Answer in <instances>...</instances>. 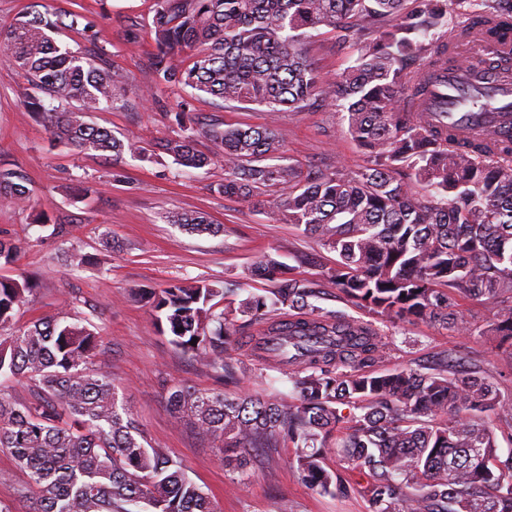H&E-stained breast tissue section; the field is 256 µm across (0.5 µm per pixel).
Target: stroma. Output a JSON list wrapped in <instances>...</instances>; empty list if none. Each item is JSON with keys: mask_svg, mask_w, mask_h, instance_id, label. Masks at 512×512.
<instances>
[{"mask_svg": "<svg viewBox=\"0 0 512 512\" xmlns=\"http://www.w3.org/2000/svg\"><path fill=\"white\" fill-rule=\"evenodd\" d=\"M33 5L42 12L82 15L87 35L65 27L57 39L87 55L101 52L126 85V104L90 117L115 135L138 137L146 148L156 149L175 135L172 112L182 108L204 123L283 130L287 161L305 170L337 163L356 171L366 164L338 107L270 112L228 104L188 87L163 85L154 98L140 101L137 91L149 81L155 51L154 0H0V28ZM305 50L327 82L335 81L355 60L351 47L339 44L335 30L326 26L319 27ZM36 94L0 53V164L22 171L31 193L25 209L0 193V235L23 241L17 262L0 264V276L23 272L34 283L19 325L61 310L90 323L100 337L97 362L111 371L119 398L132 407L148 442L183 461L217 512H368L361 493L339 498L305 483L291 447L263 449L247 474L225 469L216 441L200 440L190 420L172 417L169 389L182 383L201 391L220 388L230 396L251 392L256 374L267 371V364L255 359L246 343H238L230 354L238 361L239 381L219 385L156 330L149 305L132 294L136 288L195 280H220L257 293L265 283L251 274L255 253L265 251L286 264H299L306 276L317 280L323 279L335 253L295 225L279 221L273 202L256 208L219 193L223 162L184 169L163 155L153 162L129 158L115 165L58 144L23 106ZM170 211L205 214L223 230L216 235L191 233L165 222ZM39 212L47 216L42 227L34 223ZM68 248L97 255L102 263L74 268L59 258ZM376 327L384 344L378 370L419 369L453 350L479 365L502 399L512 400L511 346L489 336L478 340L451 335L430 321L383 319ZM28 481L12 457L0 452V503L12 512H27L20 492Z\"/></svg>", "mask_w": 512, "mask_h": 512, "instance_id": "stroma-1", "label": "stroma"}]
</instances>
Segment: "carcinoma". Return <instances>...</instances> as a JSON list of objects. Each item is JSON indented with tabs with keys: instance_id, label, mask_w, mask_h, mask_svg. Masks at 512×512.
<instances>
[{
	"instance_id": "carcinoma-1",
	"label": "carcinoma",
	"mask_w": 512,
	"mask_h": 512,
	"mask_svg": "<svg viewBox=\"0 0 512 512\" xmlns=\"http://www.w3.org/2000/svg\"><path fill=\"white\" fill-rule=\"evenodd\" d=\"M156 0L157 52L149 67L158 84L186 86L225 103L302 112L320 100L347 112L348 133L366 165L306 174L284 164L285 134L258 127L208 124L175 113L179 132L159 151L184 168L224 159L226 196H273L286 224L303 228L336 253L326 283L301 277L267 252L252 260L271 283L236 299L214 281L143 288L158 331L219 380H233L227 356L243 330L279 357L277 375L291 395L230 397L190 386L170 388L174 418L193 417L197 432L224 447V466L245 471L260 448H295L306 483L348 495L355 473L366 479L371 512H512V460L501 463L480 414L512 406L480 371L458 370L448 351L428 373L373 370L383 356L378 330L316 304L329 286L381 319L429 320L449 334L498 336L512 343V140L496 150L458 141L448 117L409 111L428 94L427 74L452 65L438 31L448 27V0ZM458 14L492 41L512 39V0H454ZM62 19L39 12L17 18L0 43L37 90L56 106L38 113L53 138L118 164L145 160L134 138L92 124L89 114L126 101L109 70L57 44ZM321 26L339 29L356 59L323 83L300 45ZM379 29L373 38L360 32ZM204 136L221 152L196 148ZM407 169V180L397 178ZM426 189L421 193L415 186ZM0 192L30 201L27 179L0 166ZM170 224L214 234L220 225L178 212ZM20 243L0 237V260L13 264ZM31 293L19 273L0 277V385L27 383L34 399L0 392V451L28 473L21 496L29 512H217L182 461L145 439L132 409L118 400L112 374L94 359L99 340L76 315L16 327ZM458 295L499 301L475 331L453 312ZM184 331H178V328ZM196 344H191V340ZM349 408L343 414L339 406ZM334 448L347 473L324 466Z\"/></svg>"
}]
</instances>
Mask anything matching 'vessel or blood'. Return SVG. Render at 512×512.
<instances>
[{
  "label": "vessel or blood",
  "mask_w": 512,
  "mask_h": 512,
  "mask_svg": "<svg viewBox=\"0 0 512 512\" xmlns=\"http://www.w3.org/2000/svg\"><path fill=\"white\" fill-rule=\"evenodd\" d=\"M451 47L462 48L493 57L512 54V43L492 42L476 29L454 31L449 37ZM446 96L438 100V108L448 111L449 119L458 123L456 134L489 142L512 139V75L503 72H478L476 67H451L445 75ZM478 86L485 99L482 107L466 108L460 102V91Z\"/></svg>",
  "instance_id": "obj_1"
}]
</instances>
